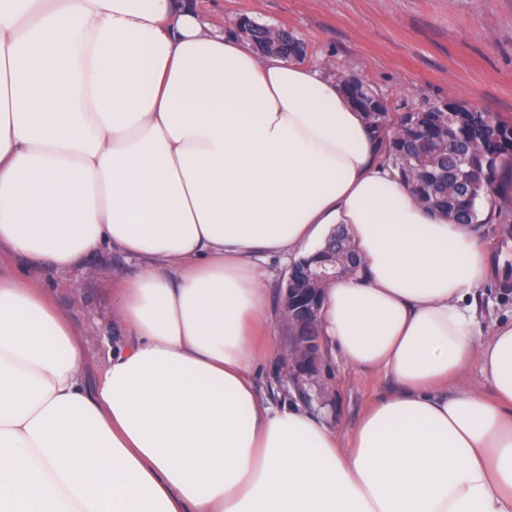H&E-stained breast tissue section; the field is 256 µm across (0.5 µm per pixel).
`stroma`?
Returning <instances> with one entry per match:
<instances>
[{"instance_id":"obj_1","label":"stroma","mask_w":512,"mask_h":512,"mask_svg":"<svg viewBox=\"0 0 512 512\" xmlns=\"http://www.w3.org/2000/svg\"><path fill=\"white\" fill-rule=\"evenodd\" d=\"M213 24L233 30L240 17L292 30L307 46L305 64L326 63L329 74L361 78L388 103L392 117L456 99L512 123V0H192ZM281 353L260 375L274 399H299L288 384V328L279 287L290 264L261 261ZM136 270L112 249L84 258L58 274L0 247V276L20 274L46 285L79 333L83 371L97 375L123 333L112 318V289ZM321 400L308 407L339 433L350 431L366 405L392 391L384 374L364 373L331 353L319 363Z\"/></svg>"}]
</instances>
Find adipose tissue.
<instances>
[{"mask_svg":"<svg viewBox=\"0 0 512 512\" xmlns=\"http://www.w3.org/2000/svg\"><path fill=\"white\" fill-rule=\"evenodd\" d=\"M386 135L190 0H0V245L137 262L90 383L49 291L0 277V512H512V319L478 309L506 259L417 200ZM332 224L360 264L323 291L324 346L398 385L343 435L256 378L257 262Z\"/></svg>","mask_w":512,"mask_h":512,"instance_id":"ef3b65f1","label":"adipose tissue"}]
</instances>
